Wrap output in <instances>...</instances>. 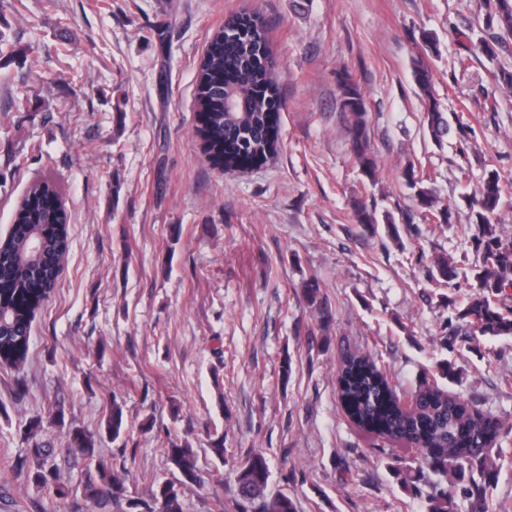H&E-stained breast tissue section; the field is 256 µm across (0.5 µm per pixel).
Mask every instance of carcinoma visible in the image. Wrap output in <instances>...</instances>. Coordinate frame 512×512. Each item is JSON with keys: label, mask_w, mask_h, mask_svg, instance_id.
Returning a JSON list of instances; mask_svg holds the SVG:
<instances>
[{"label": "carcinoma", "mask_w": 512, "mask_h": 512, "mask_svg": "<svg viewBox=\"0 0 512 512\" xmlns=\"http://www.w3.org/2000/svg\"><path fill=\"white\" fill-rule=\"evenodd\" d=\"M483 32L476 40L466 32L461 35L464 55L458 58L460 64L477 52L490 61L497 58L498 47L512 39V0H488ZM412 74L425 99L427 129L440 144L450 131V123L433 93L432 68L423 56L413 59ZM492 76L498 89L512 92V68L500 66ZM337 86L354 162L372 177L376 160L367 99L347 70L337 73ZM198 87V132L205 147L224 148L225 170L248 168L278 153V113L284 100L263 17L253 20L241 13L227 17L201 59ZM403 177L414 190L416 210L401 212L402 223L412 224L417 218L425 223H452L455 209L442 204L430 177L417 175L411 167L404 170ZM510 188L512 176L491 169L476 193L464 197L468 222L477 228V264L473 291L466 294L464 307L458 312L462 324L452 325L448 331L450 344L476 336H512V238L497 230L502 221L501 200ZM48 193L59 194L49 180L28 187L14 214L19 230L0 242V362L15 367L27 359L32 317L55 287L61 259L68 249V215L60 207L40 204L39 197ZM354 217L358 224L377 223L375 209L364 201L354 204ZM428 275L450 284L457 278V267L453 259L438 256ZM337 384L344 407L357 426L372 429L383 439L415 445L422 453L421 466L444 476L456 472L462 479L465 470H479V478H470L456 492L485 501L486 489L495 480L493 467L488 464L490 420L430 384L415 391L408 397L410 405H404L387 373L373 358L359 352L344 356ZM42 427L38 416L27 425L35 464L31 479L63 499L68 492L57 479L59 467L52 459L53 451L38 439ZM123 433V410L113 401L102 430L95 434L72 427L68 435L70 447L91 460L97 452L98 437L105 435L115 442ZM166 454L180 478L176 483L158 484L150 499L126 498L120 475L102 463L87 474L83 498L97 506L109 503L120 512H184L182 487L199 480L195 456L187 444L174 441L166 446ZM268 479L266 458L259 453L249 456L238 471L234 512H297L288 495H266ZM429 501V512H453L454 495L445 489L435 490Z\"/></svg>", "instance_id": "carcinoma-1"}]
</instances>
